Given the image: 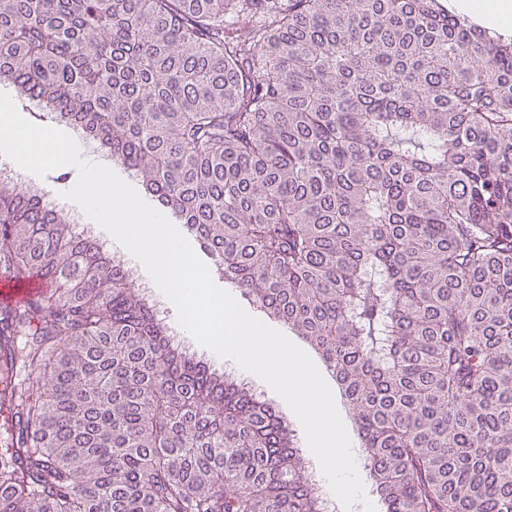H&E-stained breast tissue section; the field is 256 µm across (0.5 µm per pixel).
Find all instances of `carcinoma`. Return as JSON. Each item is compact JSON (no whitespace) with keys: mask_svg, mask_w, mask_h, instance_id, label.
Listing matches in <instances>:
<instances>
[{"mask_svg":"<svg viewBox=\"0 0 512 512\" xmlns=\"http://www.w3.org/2000/svg\"><path fill=\"white\" fill-rule=\"evenodd\" d=\"M320 355L384 512H512V35L440 0H0V84ZM0 512H322L279 409L0 179Z\"/></svg>","mask_w":512,"mask_h":512,"instance_id":"obj_1","label":"carcinoma"}]
</instances>
